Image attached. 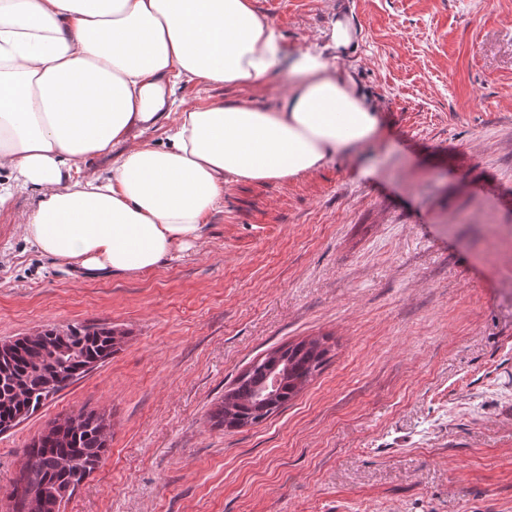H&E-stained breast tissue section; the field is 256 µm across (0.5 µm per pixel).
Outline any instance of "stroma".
Masks as SVG:
<instances>
[{
  "instance_id": "stroma-1",
  "label": "stroma",
  "mask_w": 512,
  "mask_h": 512,
  "mask_svg": "<svg viewBox=\"0 0 512 512\" xmlns=\"http://www.w3.org/2000/svg\"><path fill=\"white\" fill-rule=\"evenodd\" d=\"M288 51L335 59L381 140L287 181L235 182L199 248L86 279L0 208V341L121 332L117 352L0 434V501L55 419L104 415L108 451L60 512H512V0H252ZM354 51L328 47L339 16ZM180 87L189 105L271 103ZM325 339L320 373L254 427L211 417L258 358Z\"/></svg>"
}]
</instances>
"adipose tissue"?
Masks as SVG:
<instances>
[{
  "label": "adipose tissue",
  "mask_w": 512,
  "mask_h": 512,
  "mask_svg": "<svg viewBox=\"0 0 512 512\" xmlns=\"http://www.w3.org/2000/svg\"><path fill=\"white\" fill-rule=\"evenodd\" d=\"M282 54L252 0H0V205L37 190L25 237L89 278L199 247L225 185L311 173L383 132L311 49L292 53L269 105L177 97L183 83H262ZM93 157L110 164L85 174Z\"/></svg>",
  "instance_id": "ef3b65f1"
}]
</instances>
